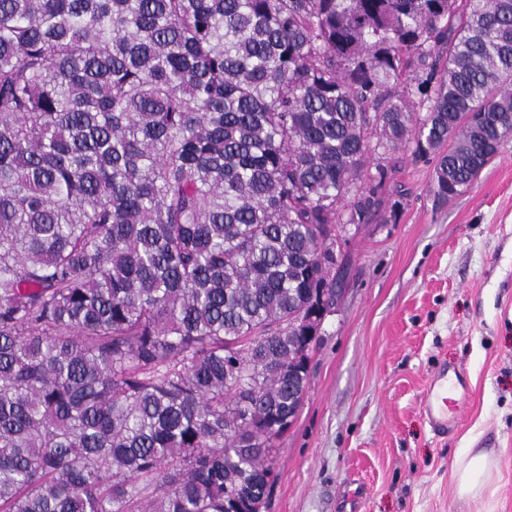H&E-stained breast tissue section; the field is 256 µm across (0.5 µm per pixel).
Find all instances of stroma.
<instances>
[{"mask_svg":"<svg viewBox=\"0 0 512 512\" xmlns=\"http://www.w3.org/2000/svg\"><path fill=\"white\" fill-rule=\"evenodd\" d=\"M433 180V163L404 156L398 219L349 232L263 512H512V137L453 200L435 201ZM444 365L469 392L439 435L422 400ZM480 450L496 493L461 499L453 467Z\"/></svg>","mask_w":512,"mask_h":512,"instance_id":"stroma-1","label":"stroma"}]
</instances>
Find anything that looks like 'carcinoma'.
<instances>
[{
    "instance_id": "obj_1",
    "label": "carcinoma",
    "mask_w": 512,
    "mask_h": 512,
    "mask_svg": "<svg viewBox=\"0 0 512 512\" xmlns=\"http://www.w3.org/2000/svg\"><path fill=\"white\" fill-rule=\"evenodd\" d=\"M511 134L512 0H0V512H261L336 225Z\"/></svg>"
}]
</instances>
